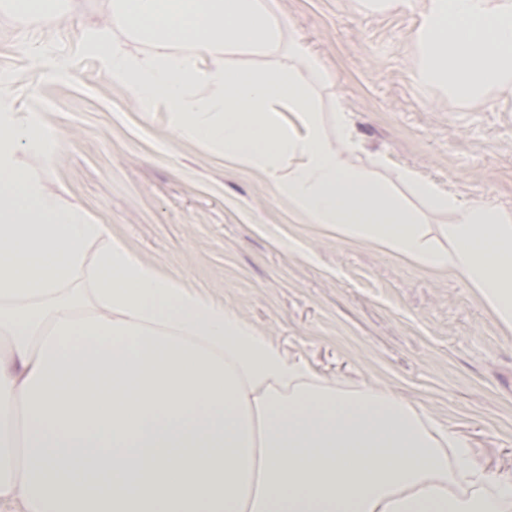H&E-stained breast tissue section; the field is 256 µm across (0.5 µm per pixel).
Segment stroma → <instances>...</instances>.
I'll return each instance as SVG.
<instances>
[{
	"mask_svg": "<svg viewBox=\"0 0 512 512\" xmlns=\"http://www.w3.org/2000/svg\"><path fill=\"white\" fill-rule=\"evenodd\" d=\"M62 22L0 11V110L41 117L50 156L20 155L49 191L143 260L224 303L343 389L408 400L468 439L476 462L512 472V335L473 292L323 231L253 170L175 136L162 100L141 108L80 49L86 26L111 25L112 0H48ZM285 40L308 47L302 70L327 132L337 107L361 141L348 164L395 183L424 224H449L403 170L462 203L512 207V93L464 98L415 83L417 9L376 13L360 0H274ZM45 55L61 79L35 65Z\"/></svg>",
	"mask_w": 512,
	"mask_h": 512,
	"instance_id": "35a3bbf8",
	"label": "stroma"
}]
</instances>
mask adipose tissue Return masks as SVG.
Returning a JSON list of instances; mask_svg holds the SVG:
<instances>
[{
	"label": "adipose tissue",
	"instance_id": "obj_1",
	"mask_svg": "<svg viewBox=\"0 0 512 512\" xmlns=\"http://www.w3.org/2000/svg\"><path fill=\"white\" fill-rule=\"evenodd\" d=\"M271 0H112L82 35L139 106L164 97L177 137L263 175L277 197L348 244L460 281L512 334V209L464 206L410 169L430 229L395 187L343 152L361 144L344 108L328 138L296 69L224 58L302 43ZM149 52L131 55L125 36ZM415 79L474 95L512 91V0H422ZM207 85L199 99L191 86ZM44 123L0 113V502L24 512H512V477L383 391H345L285 354L224 303L164 275L20 166ZM106 245L89 253L93 241ZM92 264V286L71 284ZM91 308H84V297ZM475 488L459 495L450 471Z\"/></svg>",
	"mask_w": 512,
	"mask_h": 512
}]
</instances>
